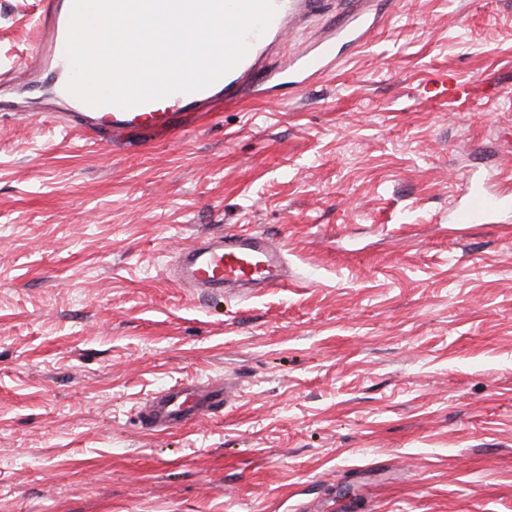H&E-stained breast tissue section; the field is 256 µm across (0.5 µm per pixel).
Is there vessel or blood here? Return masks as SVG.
<instances>
[{
    "label": "vessel or blood",
    "mask_w": 512,
    "mask_h": 512,
    "mask_svg": "<svg viewBox=\"0 0 512 512\" xmlns=\"http://www.w3.org/2000/svg\"><path fill=\"white\" fill-rule=\"evenodd\" d=\"M325 2L273 0V20L265 33L250 37L249 50L236 67L206 89L168 96L165 111L157 112L149 102L130 108L111 104L103 110L69 93L71 66L65 49L73 0H38L35 48L22 66L12 69L11 80L0 85V105L10 104L20 116L24 104H35L46 114H60L63 121L83 128L99 143L120 141L135 130L166 137L187 122L207 120L223 107L262 96L274 86L304 87L336 64L342 46H359L371 39L379 25L374 0H348L344 22L293 52L285 63L272 66L283 44L305 27ZM474 91L467 82L452 89L443 83L435 88L433 99L456 109ZM506 204L503 196L477 186L467 204L453 211L452 219L458 224H474ZM172 277L180 287L205 293L278 288L285 282L284 252L267 236L249 230L200 236L179 253ZM230 397V388L222 384L198 393L163 390L152 400L146 426L152 431L183 427L224 406Z\"/></svg>",
    "instance_id": "vessel-or-blood-1"
}]
</instances>
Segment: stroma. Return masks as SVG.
I'll use <instances>...</instances> for the list:
<instances>
[{
    "label": "stroma",
    "instance_id": "1",
    "mask_svg": "<svg viewBox=\"0 0 512 512\" xmlns=\"http://www.w3.org/2000/svg\"><path fill=\"white\" fill-rule=\"evenodd\" d=\"M37 0H0V74ZM366 50L167 140L0 112V512H512V0H385ZM470 82L457 112L430 83ZM288 283L174 284L195 236ZM224 408L143 428L174 387ZM507 204L508 200L503 196L484 186H476L467 204L453 211L452 221L458 224H474L501 210ZM280 244L249 230L197 237L183 249L172 270L182 288L220 293L240 288H279L285 282Z\"/></svg>",
    "mask_w": 512,
    "mask_h": 512
}]
</instances>
